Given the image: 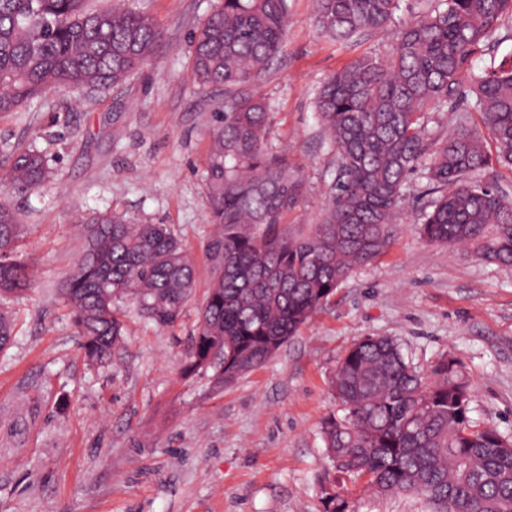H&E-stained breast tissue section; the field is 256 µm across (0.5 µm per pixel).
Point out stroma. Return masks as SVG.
I'll return each instance as SVG.
<instances>
[{"label": "stroma", "mask_w": 512, "mask_h": 512, "mask_svg": "<svg viewBox=\"0 0 512 512\" xmlns=\"http://www.w3.org/2000/svg\"><path fill=\"white\" fill-rule=\"evenodd\" d=\"M214 2L127 0L164 31L150 65L116 87L49 91L0 114V162L32 144L53 170L11 199L32 281L24 294L0 295L14 319L0 348V512H323L319 426L338 409L336 364L364 336L395 338L425 370L455 358L472 384L474 420L512 436V269L419 236L431 198L418 174L392 245L355 268L269 361L224 388L185 374L211 276L204 168L213 102L224 95L194 83L190 36ZM392 36L332 40L312 0H288L284 45L259 91L272 104L275 146L305 183L289 224L319 220L335 177L315 115L318 86L351 60L384 56ZM94 212L168 225L196 262L174 325L119 302L125 335L102 367L87 363L59 293L81 219ZM351 505L429 510L414 493L356 492Z\"/></svg>", "instance_id": "1"}]
</instances>
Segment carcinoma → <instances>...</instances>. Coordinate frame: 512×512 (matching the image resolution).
Instances as JSON below:
<instances>
[{
	"label": "carcinoma",
	"instance_id": "1",
	"mask_svg": "<svg viewBox=\"0 0 512 512\" xmlns=\"http://www.w3.org/2000/svg\"><path fill=\"white\" fill-rule=\"evenodd\" d=\"M87 0H0V113L49 90L73 94L122 84L154 59L163 30L146 14L91 10ZM399 0H315L320 33L349 40L388 28ZM512 0H437L398 29L389 54L350 61L317 91L315 112L337 174L325 213L306 230L288 225L305 186L288 154L274 149L271 103L256 86L279 55L288 0H217L191 37L200 89L224 87L208 131L205 184L212 277L186 370L233 384L265 364L357 266L389 247L408 179L421 171L435 197L420 227L430 244L462 246L512 267V200L482 175L512 169ZM490 64L472 70L475 56ZM491 130L496 158L460 122L443 135L431 112L467 98ZM44 157L16 148L0 182L14 193L50 178ZM21 220L0 202V293L31 282L18 255ZM195 270L165 224H132L98 213L60 292L89 361L105 364L123 323L115 300L130 298L159 326L174 324L195 288ZM342 414L320 423L329 469L321 483L353 478L376 494L417 493L430 512H512V442L470 416L462 366L442 357L425 373L390 336H365L336 366ZM324 512H350L345 494Z\"/></svg>",
	"mask_w": 512,
	"mask_h": 512
}]
</instances>
